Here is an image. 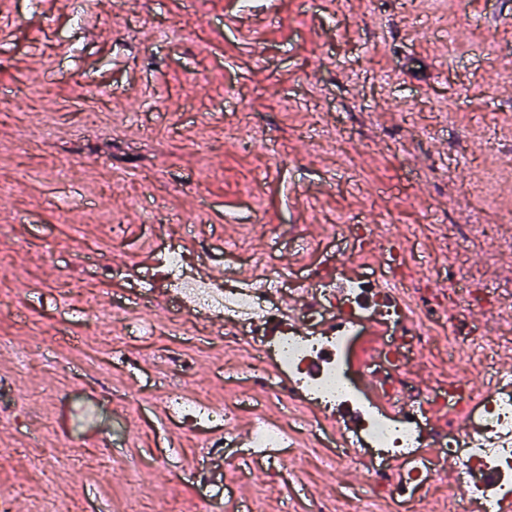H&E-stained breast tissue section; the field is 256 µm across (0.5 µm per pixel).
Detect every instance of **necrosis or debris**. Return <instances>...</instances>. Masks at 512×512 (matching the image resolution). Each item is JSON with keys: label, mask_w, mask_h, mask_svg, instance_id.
Segmentation results:
<instances>
[{"label": "necrosis or debris", "mask_w": 512, "mask_h": 512, "mask_svg": "<svg viewBox=\"0 0 512 512\" xmlns=\"http://www.w3.org/2000/svg\"><path fill=\"white\" fill-rule=\"evenodd\" d=\"M329 236L350 249L283 273L254 259L214 280L181 246L159 253L147 286L166 289L172 327L206 323L253 352L251 387L237 408L195 403L170 384L163 394L172 413L194 431L223 428L211 445L218 454L234 447L238 412L258 396L317 408V426L255 419L249 453L234 465L249 471L270 451L293 447L302 431L327 447L324 466L363 474L342 493L344 512H375L389 500L420 501L422 512H512V372L496 365L512 352V337L476 345L481 331L465 318L478 306L511 325L512 299L453 275L447 287L431 288L389 225L340 214ZM282 293L304 302L286 313ZM442 344L445 364L420 385L417 359ZM434 489L443 500L431 499Z\"/></svg>", "instance_id": "1"}]
</instances>
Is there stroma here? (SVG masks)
Instances as JSON below:
<instances>
[{
	"instance_id": "1",
	"label": "stroma",
	"mask_w": 512,
	"mask_h": 512,
	"mask_svg": "<svg viewBox=\"0 0 512 512\" xmlns=\"http://www.w3.org/2000/svg\"><path fill=\"white\" fill-rule=\"evenodd\" d=\"M509 161L512 0H0V495L198 512L234 483L222 512H336L362 475L318 468L311 442L243 480L210 467L212 435L161 390L232 403L251 352L168 331L167 294L133 284L178 239L212 269L235 247L315 261L346 213L512 289V252L436 248L447 225L512 215V173L482 202Z\"/></svg>"
}]
</instances>
